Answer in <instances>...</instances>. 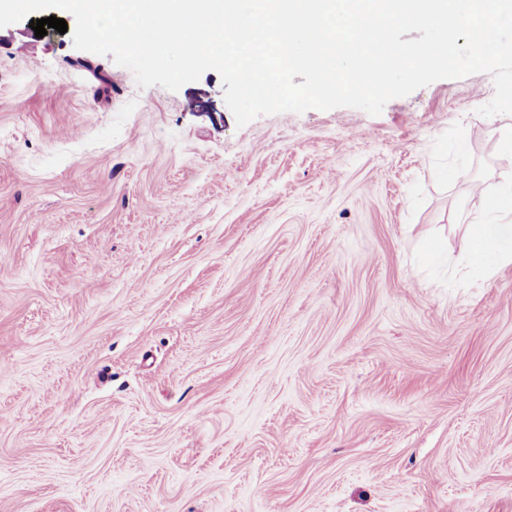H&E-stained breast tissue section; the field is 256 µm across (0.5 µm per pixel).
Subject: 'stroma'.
<instances>
[{
	"label": "stroma",
	"mask_w": 512,
	"mask_h": 512,
	"mask_svg": "<svg viewBox=\"0 0 512 512\" xmlns=\"http://www.w3.org/2000/svg\"><path fill=\"white\" fill-rule=\"evenodd\" d=\"M493 95L240 127L0 28V512H512ZM468 258L472 263L483 262L487 253L498 248L501 262H512V224H468Z\"/></svg>",
	"instance_id": "obj_1"
}]
</instances>
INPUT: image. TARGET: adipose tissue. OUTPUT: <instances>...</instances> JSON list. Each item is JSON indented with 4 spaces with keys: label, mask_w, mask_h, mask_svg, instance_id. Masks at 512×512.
<instances>
[{
    "label": "adipose tissue",
    "mask_w": 512,
    "mask_h": 512,
    "mask_svg": "<svg viewBox=\"0 0 512 512\" xmlns=\"http://www.w3.org/2000/svg\"><path fill=\"white\" fill-rule=\"evenodd\" d=\"M487 209L497 215L499 221L495 224H469L468 258L474 263L482 262L487 253L495 248L501 261L512 262V191L490 199Z\"/></svg>",
    "instance_id": "1"
}]
</instances>
